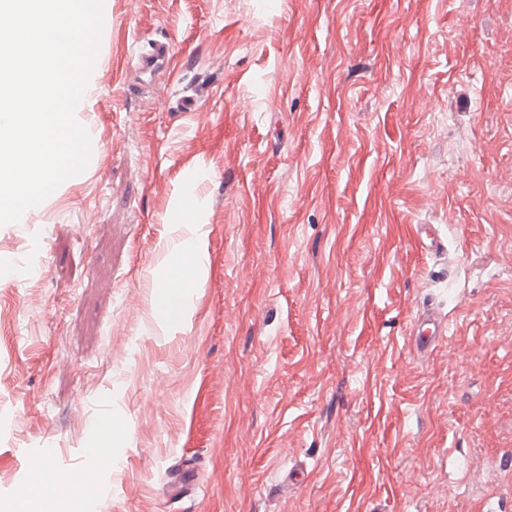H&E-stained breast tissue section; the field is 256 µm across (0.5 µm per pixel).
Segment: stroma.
Returning <instances> with one entry per match:
<instances>
[{
  "instance_id": "35a3bbf8",
  "label": "stroma",
  "mask_w": 512,
  "mask_h": 512,
  "mask_svg": "<svg viewBox=\"0 0 512 512\" xmlns=\"http://www.w3.org/2000/svg\"><path fill=\"white\" fill-rule=\"evenodd\" d=\"M103 19L89 163L0 225V502L49 446L84 483L72 512H512L476 470L512 375V0H103ZM166 39L175 72L140 94L121 67ZM187 205L207 255L168 325L150 301L191 263L167 250ZM427 305L450 339L419 359ZM108 408L127 429L85 467ZM423 251L430 255H437L447 249V242L442 238L434 225L419 224L416 229Z\"/></svg>"
}]
</instances>
